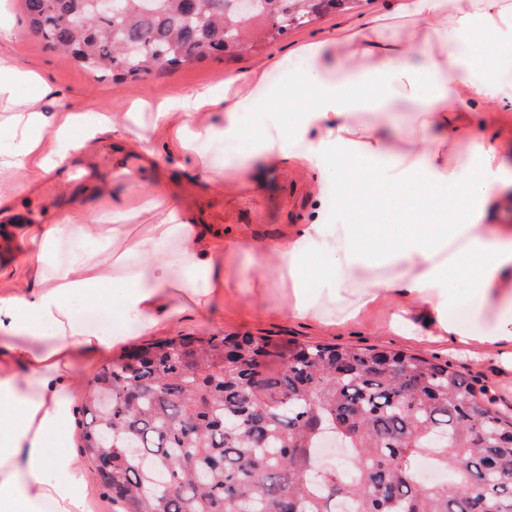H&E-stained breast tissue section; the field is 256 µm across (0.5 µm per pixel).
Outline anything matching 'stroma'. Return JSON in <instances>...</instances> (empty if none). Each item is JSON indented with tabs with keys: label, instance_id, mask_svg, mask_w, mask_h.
<instances>
[{
	"label": "stroma",
	"instance_id": "1",
	"mask_svg": "<svg viewBox=\"0 0 512 512\" xmlns=\"http://www.w3.org/2000/svg\"><path fill=\"white\" fill-rule=\"evenodd\" d=\"M1 1L5 3L8 27L0 30V56L34 70L55 93V101L45 106V122L50 128L63 120L67 109L120 116L138 99L175 97L201 85L223 86L225 79L246 72L260 61L272 57L292 58L300 47L331 37L342 23L379 14L386 6V0H356L349 11L327 15L239 57L209 58L183 65L171 73L162 72L137 81L112 82L97 79L67 55L48 49L44 42L31 35L24 21L21 0ZM134 159L133 153L112 146L108 141L76 154L71 168L74 193H82L94 183L111 182L113 167ZM160 184L171 188L177 202L194 208L202 223L217 226L225 236L247 237L261 245L287 237L297 224L303 223L311 205L308 180L299 169L270 173L262 185L255 187L240 186L228 179L223 191L214 192L206 173L189 168L183 170L172 164L164 169L160 180H147L142 191L151 193ZM257 286L263 289V302L244 304V291ZM287 303L285 289L280 288L278 279L267 271L265 262L248 267L239 260L231 269L230 287L223 302L213 307L206 319L187 317L173 334L177 337L270 334L298 342L376 344L436 356L486 381L501 404L512 405V362L500 351L433 341L423 336L420 329L412 327L390 330L388 323L395 306L389 300L369 306L358 321L330 326L292 319Z\"/></svg>",
	"mask_w": 512,
	"mask_h": 512
}]
</instances>
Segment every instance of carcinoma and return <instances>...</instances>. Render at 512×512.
<instances>
[{"mask_svg":"<svg viewBox=\"0 0 512 512\" xmlns=\"http://www.w3.org/2000/svg\"><path fill=\"white\" fill-rule=\"evenodd\" d=\"M27 28L101 80L255 50L354 0H22ZM81 454L113 512H512V412L446 361L237 334L143 344L93 376ZM347 465L326 467L321 431ZM388 490L372 491L373 484Z\"/></svg>","mask_w":512,"mask_h":512,"instance_id":"carcinoma-1","label":"carcinoma"}]
</instances>
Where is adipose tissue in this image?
<instances>
[{
  "label": "adipose tissue",
  "mask_w": 512,
  "mask_h": 512,
  "mask_svg": "<svg viewBox=\"0 0 512 512\" xmlns=\"http://www.w3.org/2000/svg\"><path fill=\"white\" fill-rule=\"evenodd\" d=\"M492 45L512 51V0H391L383 13L345 23L305 49L308 66L288 87H271L270 74L283 62L270 58L230 76L223 90L203 86L155 101L154 127L166 131L165 147L137 126V102L120 121L72 113L55 135L82 124L77 152L117 134L153 171L174 155L187 156L210 171L219 191L223 176L201 144L220 137L236 145L240 110L274 112L291 101L293 125L272 127L233 164L244 185L299 167L317 190L326 162L336 163L342 220L328 227L313 208L269 247L278 278L291 284V317L345 323L389 298L397 304L391 329L414 317L436 341L512 348V146L500 134V113L483 108L488 101L512 104V84L497 76ZM378 88L387 92L381 111L404 107L419 134L397 138L382 120L360 122L363 97ZM49 93L34 71L0 57V112L19 137L17 148L0 156V176L27 170L36 181L56 177L66 191L69 180L59 174L65 157L43 153L40 116ZM114 177L125 183L124 193L101 184L92 190L110 203L98 222H88V204L75 196L45 223L13 227L29 262L5 266L18 285L0 293V512H94L90 475L72 451L77 368L128 341L124 324L158 336L186 316H206L224 300L228 262L257 257L249 240H225L160 188L139 207L159 222L126 223L139 177L123 166ZM378 188L393 206L373 199ZM360 206L370 209L371 223L349 221ZM64 238L74 248L62 260L57 245ZM315 240L335 255L336 271L321 269L309 254ZM379 265L391 274L369 277ZM311 273L322 283L314 295L303 286ZM79 297L116 315L119 327L83 320L74 305ZM452 298L467 307L469 322L449 318Z\"/></svg>",
  "instance_id": "obj_1"
}]
</instances>
